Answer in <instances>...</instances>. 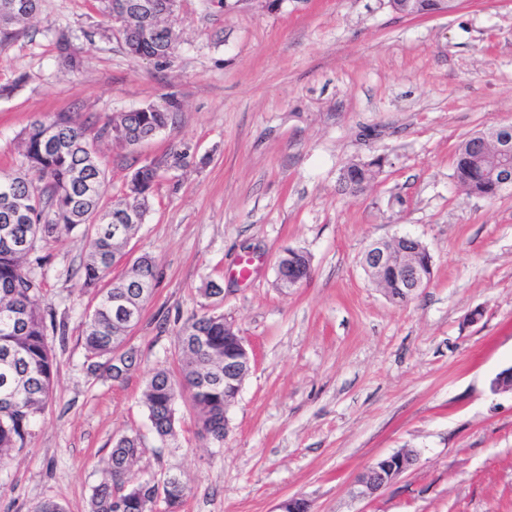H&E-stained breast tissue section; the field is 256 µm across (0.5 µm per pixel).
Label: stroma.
Returning a JSON list of instances; mask_svg holds the SVG:
<instances>
[{
  "label": "stroma",
  "mask_w": 512,
  "mask_h": 512,
  "mask_svg": "<svg viewBox=\"0 0 512 512\" xmlns=\"http://www.w3.org/2000/svg\"><path fill=\"white\" fill-rule=\"evenodd\" d=\"M172 24L174 58L135 61L99 0H41L0 53V171H22L18 134L59 114L86 123L104 202L134 168L180 157L127 245L154 257L158 283L128 338L138 367L123 382L84 367L97 297L74 271L88 237L40 244L43 299L68 339L25 449L0 459V512L46 499L87 512L123 434L143 440L139 475L186 482L182 512H276L297 495L313 512H512V393L490 389L512 366V190L489 199L453 176L462 140L512 121V0H461L432 17L400 16L387 0L279 11L248 0L231 13L182 0ZM61 30L77 69L62 64ZM169 100L173 122L137 148L100 133L110 115ZM378 157L365 189L344 192V167ZM402 234L427 246L433 275L397 305L360 258ZM289 248L310 255L311 274L285 290L277 261ZM210 281L223 296L205 294ZM203 312L224 314L255 363L223 442L200 439L181 400L177 435L163 443L144 381L179 370L176 333ZM403 449L413 466L376 501L355 499V475Z\"/></svg>",
  "instance_id": "35a3bbf8"
}]
</instances>
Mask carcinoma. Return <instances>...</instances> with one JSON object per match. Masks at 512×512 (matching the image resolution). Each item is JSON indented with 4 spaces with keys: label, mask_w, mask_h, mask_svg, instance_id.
Here are the masks:
<instances>
[{
    "label": "carcinoma",
    "mask_w": 512,
    "mask_h": 512,
    "mask_svg": "<svg viewBox=\"0 0 512 512\" xmlns=\"http://www.w3.org/2000/svg\"><path fill=\"white\" fill-rule=\"evenodd\" d=\"M28 13L13 20L0 19V52L7 49L33 18L40 0H29ZM127 14L120 36L127 52L140 58L174 55L180 33L160 18L149 40L139 34L142 17L139 0H120ZM400 11L419 15L440 8L441 0H395ZM173 121V112L154 105L147 110L111 115L101 134L121 132L118 145L135 148L153 138ZM25 171L0 176V455L20 452L32 435V425L52 397L57 359L49 339L64 345L66 325L56 322L43 306L41 281L36 269L41 258L37 244L76 230L90 237V250L74 275L81 287L98 290L94 308L86 314L83 345L87 370L113 381L119 380L134 364V355L121 352L126 336V319L142 314L156 287L154 258L143 254L121 275L113 277L112 255L123 250L148 213L153 186L160 167L136 168L127 181L125 195L106 205L102 201L105 168L100 155L86 139V127L78 119L61 114L53 120L36 121L20 133ZM378 161L353 162L343 169L350 189L366 184ZM454 177L471 194L493 198L482 181L466 142L457 147ZM9 185L12 195H24L32 188L40 194L41 207L31 214L16 211L1 186ZM133 208L136 214L128 209ZM288 264L281 268L288 279L299 270L310 269L311 259L302 250H289ZM224 314L203 313L186 320L176 339L181 355L179 375L165 368L154 369L145 379L142 403L152 430L161 442L175 436V404L190 399L198 414V434L214 442L224 441V350L232 346L226 339ZM142 453L138 435L116 440L107 467L90 496V512H153L156 502L163 512H179L187 486L177 475L161 480H139L133 467Z\"/></svg>",
    "instance_id": "cac0c4a2"
}]
</instances>
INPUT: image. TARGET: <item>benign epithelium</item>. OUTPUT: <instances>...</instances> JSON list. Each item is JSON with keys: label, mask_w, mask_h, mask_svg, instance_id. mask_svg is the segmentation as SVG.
I'll return each instance as SVG.
<instances>
[{"label": "benign epithelium", "mask_w": 512, "mask_h": 512, "mask_svg": "<svg viewBox=\"0 0 512 512\" xmlns=\"http://www.w3.org/2000/svg\"><path fill=\"white\" fill-rule=\"evenodd\" d=\"M180 0H142L141 10L149 16L173 17ZM495 145L497 161L491 167V189L499 192L512 186V122H499L480 134L476 149L482 151L487 142ZM362 266L371 280L390 277L397 287L388 289L391 300L405 304L432 280V260L426 246L411 235H399L389 241H374L365 250ZM232 352L224 354V409L235 403L246 379L245 369L254 360L242 338L235 336ZM495 393L512 392V367L501 371L491 382ZM416 460L409 452H395L377 459L364 468L353 483L352 494L361 501H374ZM279 512H310V503L301 496H292L280 504Z\"/></svg>", "instance_id": "benign-epithelium-1"}]
</instances>
